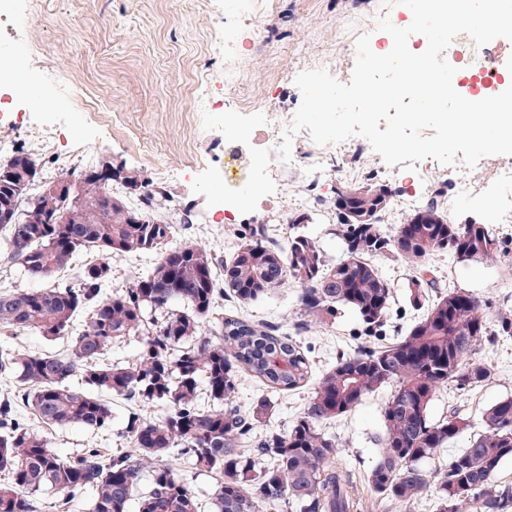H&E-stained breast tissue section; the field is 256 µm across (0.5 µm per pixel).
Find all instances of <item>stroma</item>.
Segmentation results:
<instances>
[{
    "mask_svg": "<svg viewBox=\"0 0 512 512\" xmlns=\"http://www.w3.org/2000/svg\"><path fill=\"white\" fill-rule=\"evenodd\" d=\"M382 8L383 0H275L262 47L234 62L244 75L240 98L263 95L297 111L301 94L291 73L313 69L325 59L354 67V59L339 54L338 49L355 43L361 28ZM223 27L222 0H96L91 8L84 0H39L35 6L30 0H16L12 20L0 26V46L16 54L20 79L36 85L42 99L17 100L16 111L0 114V124L13 131L9 147L33 150L29 131L42 126L57 134L58 164L48 169L52 175L61 168L107 159L151 181L155 165H166L173 173L163 188L171 199L167 216L176 223L174 244L192 241L225 260L237 247L241 230L259 219L280 240L307 234L319 241L328 259H339L343 246L328 222L327 207L311 211L305 224L290 223L282 207L283 199L298 198L307 179L306 162L288 171L287 194L274 187L267 189L251 210L238 213L231 224L220 213L214 197L224 181V121L219 118L208 129H198L194 102L204 89L201 74L224 70V53L211 41L212 31ZM42 61L65 71L73 84L93 93L105 111L116 115V123H99L74 109L64 88L41 73L38 64ZM202 156L209 160L205 171L194 164ZM187 206L196 220L186 227L179 218ZM490 226L503 246L493 259L466 265L440 255L432 257L430 264L442 284L486 301L485 315L493 326L503 307L512 308V224ZM377 264L390 280L396 300L387 328L406 327L418 317L403 296L410 272L404 264L384 258ZM297 295V288L289 285L245 306L244 312L289 329L300 319ZM299 340L318 374L335 364L340 352L374 348L383 342L382 337L367 335L358 317L348 310L335 322L310 323ZM476 356L490 366L489 381L471 390L441 389L431 406L432 418L456 408L476 423L488 407L512 397V336L481 346ZM389 394V388H382L332 424L338 455L359 492L360 512H430L434 490H427L424 501L411 506L385 505L364 482L380 448L381 408ZM126 421L125 405L116 402L112 421L102 433L49 428L45 434L63 454L80 448L126 452L130 449Z\"/></svg>",
    "mask_w": 512,
    "mask_h": 512,
    "instance_id": "35a3bbf8",
    "label": "stroma"
}]
</instances>
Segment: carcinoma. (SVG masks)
Here are the masks:
<instances>
[{"label": "carcinoma", "mask_w": 512, "mask_h": 512, "mask_svg": "<svg viewBox=\"0 0 512 512\" xmlns=\"http://www.w3.org/2000/svg\"><path fill=\"white\" fill-rule=\"evenodd\" d=\"M112 170L116 175L105 176L98 167H73L37 187L42 164L34 153L19 150L0 162V258L43 283L0 288V329L65 341L44 352L0 346V379L15 382L0 397V472L9 477L0 484V512H41L48 494L55 509L68 512L83 490L91 494L90 512H129L133 502L137 512H201L185 479L167 465L154 466L139 490L145 465L173 448L192 469L220 478L211 512H274L283 502L298 512H358L324 425L387 386L381 450L368 482L392 502L419 500L430 484L422 464L470 427L455 409L432 419L437 393L483 385L491 370L473 354L512 335V309L498 313V329H490L483 301L456 288L439 291L427 261L438 254L468 263L493 258L500 243L488 225L451 223L438 193L389 235L383 216L395 191L368 180L342 187L332 202L342 258L329 261L304 234L284 245L254 223L223 265L221 287L216 257L197 243L171 245L168 194L135 171ZM56 183L71 186L69 198L43 194ZM150 253L158 259L146 273L106 291L112 258ZM85 254L91 260L82 264ZM379 256L412 268L406 297L421 316L388 344L340 354L316 382L291 334L238 313L208 321L223 292L246 305L292 284L304 316L326 324L350 308L376 336L394 303L374 263ZM130 336L139 338L138 353L112 362V343ZM241 375L276 393L315 387L287 431L257 437L273 402L260 397L247 410L230 403ZM113 398L129 404L126 434L137 456L105 448L64 455L30 424L98 432L111 421ZM145 405L166 413L151 421ZM480 425L437 473L433 512H512V485L498 480L512 460V398L487 408Z\"/></svg>", "instance_id": "carcinoma-1"}]
</instances>
